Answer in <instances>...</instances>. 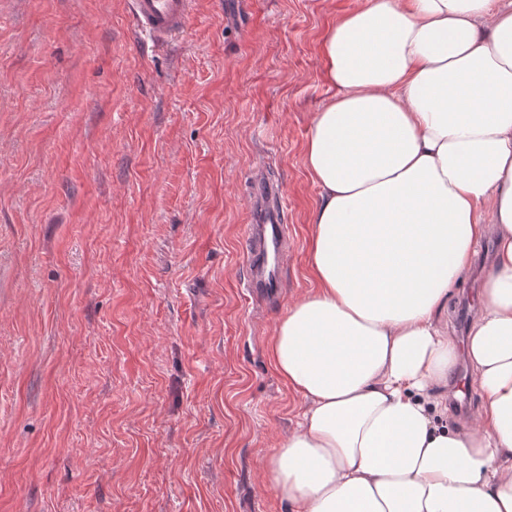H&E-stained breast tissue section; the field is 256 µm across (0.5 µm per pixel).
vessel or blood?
Listing matches in <instances>:
<instances>
[{
    "label": "vessel or blood",
    "instance_id": "1",
    "mask_svg": "<svg viewBox=\"0 0 512 512\" xmlns=\"http://www.w3.org/2000/svg\"><path fill=\"white\" fill-rule=\"evenodd\" d=\"M132 19L154 44H165L184 32L190 23V0H128ZM285 230L276 209L259 205L246 227L248 247L245 288L251 295H264L278 285L283 259Z\"/></svg>",
    "mask_w": 512,
    "mask_h": 512
}]
</instances>
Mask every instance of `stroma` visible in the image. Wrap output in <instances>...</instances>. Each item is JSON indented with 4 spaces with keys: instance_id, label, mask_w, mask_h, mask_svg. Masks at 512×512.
I'll return each instance as SVG.
<instances>
[{
    "instance_id": "35a3bbf8",
    "label": "stroma",
    "mask_w": 512,
    "mask_h": 512,
    "mask_svg": "<svg viewBox=\"0 0 512 512\" xmlns=\"http://www.w3.org/2000/svg\"><path fill=\"white\" fill-rule=\"evenodd\" d=\"M0 0V512H288L263 462L300 419L276 320L310 287L321 44L358 0ZM283 190L277 297L243 283L248 201ZM493 240L448 297L457 347ZM132 19L154 44H166L190 23V0H129Z\"/></svg>"
}]
</instances>
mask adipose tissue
<instances>
[{"mask_svg":"<svg viewBox=\"0 0 512 512\" xmlns=\"http://www.w3.org/2000/svg\"><path fill=\"white\" fill-rule=\"evenodd\" d=\"M321 59L312 286L269 347L302 412L266 472L289 512H512V0H358ZM490 230L461 352L441 319ZM462 355L457 430L435 415ZM461 375H465L470 386V398L465 402V414L463 417H460L457 412L450 410L448 405V415L441 417L442 420L439 419V421L450 428L464 430L469 429L474 423L476 410L479 405V396L473 372L466 361V357L463 355L459 356L455 367L448 375V390Z\"/></svg>","mask_w":512,"mask_h":512,"instance_id":"1","label":"adipose tissue"}]
</instances>
